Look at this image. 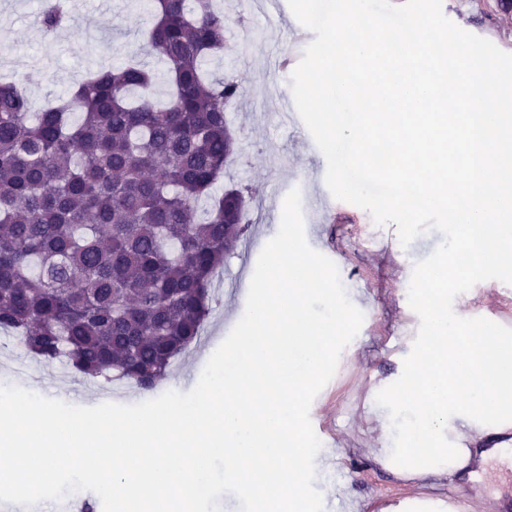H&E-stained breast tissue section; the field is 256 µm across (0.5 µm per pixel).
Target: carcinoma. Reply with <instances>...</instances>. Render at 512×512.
<instances>
[{"mask_svg": "<svg viewBox=\"0 0 512 512\" xmlns=\"http://www.w3.org/2000/svg\"><path fill=\"white\" fill-rule=\"evenodd\" d=\"M144 49L35 115L0 82V332L51 364L150 391L198 341L215 278L248 229L238 188L216 195L239 85L206 64L228 19L213 0H151ZM69 0H48L45 35Z\"/></svg>", "mask_w": 512, "mask_h": 512, "instance_id": "cac0c4a2", "label": "carcinoma"}]
</instances>
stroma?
Listing matches in <instances>:
<instances>
[{"label":"stroma","instance_id":"35a3bbf8","mask_svg":"<svg viewBox=\"0 0 512 512\" xmlns=\"http://www.w3.org/2000/svg\"><path fill=\"white\" fill-rule=\"evenodd\" d=\"M487 0H442L444 15L463 30L512 53V18L489 15ZM231 19L228 50L212 60V74L238 83L241 96L226 112L238 140L217 191L251 192L246 236L224 261L215 285L212 310L200 343L171 365L155 390L96 383L62 363L44 364L11 336L0 334V385L37 389L39 395L74 406L112 402L134 405L170 390L188 392L197 384L210 356L236 325L246 307L241 288L252 276L257 241L279 230L283 202L291 190L319 197L327 163L303 120L281 123L279 97L291 89V74L309 45L311 32L288 5L270 11L266 0H219ZM67 28L44 35L35 23L43 0H0V52L20 67L0 70V79L25 86L29 98L50 102L69 91L71 73L98 70L102 60L120 64L141 56V33L148 15L135 0H71ZM304 230L316 251L337 249L343 258L340 279L364 321L340 355L337 371L318 393L310 418L321 427L322 445L335 448L337 464L323 467L314 486L323 496L324 512H414L416 502L444 507L480 471L486 488L471 498L465 512H512V462L480 458L483 449L512 444V422L490 425L478 435L459 439L472 449L465 468L419 478L388 468L381 453L376 394L397 380L420 327L407 294L415 264L428 257L443 236L429 231L401 247L395 226H376L370 214L350 203L319 212L303 205ZM455 308L468 317H484L512 327V285L490 279L456 297Z\"/></svg>","mask_w":512,"mask_h":512}]
</instances>
